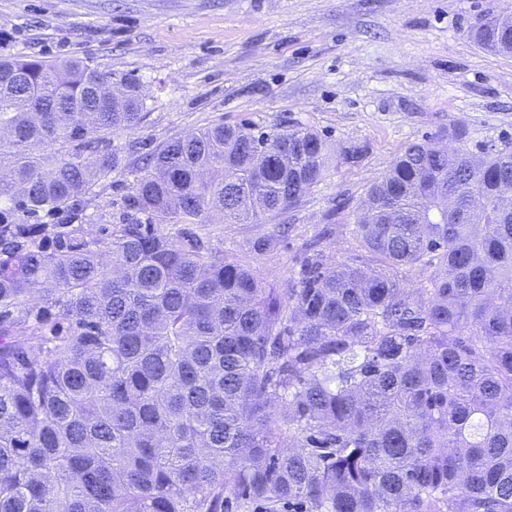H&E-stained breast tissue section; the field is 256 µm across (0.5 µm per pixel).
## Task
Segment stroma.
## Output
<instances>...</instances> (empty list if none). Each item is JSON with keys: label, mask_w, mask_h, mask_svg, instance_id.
I'll use <instances>...</instances> for the list:
<instances>
[{"label": "stroma", "mask_w": 512, "mask_h": 512, "mask_svg": "<svg viewBox=\"0 0 512 512\" xmlns=\"http://www.w3.org/2000/svg\"><path fill=\"white\" fill-rule=\"evenodd\" d=\"M494 5L512 10V0H0V56L80 58L140 83L146 119L107 138L121 169L72 217L92 237L130 218V168L171 137L221 122L318 132L328 167L287 214L168 227L284 288L309 247L333 264L361 253L352 229L366 193L409 144L447 141L454 128L471 150L512 142V55L471 34ZM283 222L287 236L258 250Z\"/></svg>", "instance_id": "stroma-1"}]
</instances>
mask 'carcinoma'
<instances>
[{
	"label": "carcinoma",
	"instance_id": "carcinoma-1",
	"mask_svg": "<svg viewBox=\"0 0 512 512\" xmlns=\"http://www.w3.org/2000/svg\"><path fill=\"white\" fill-rule=\"evenodd\" d=\"M476 42L512 53L493 21ZM87 62L0 58V512H512V146L396 154L353 232L280 289L169 224L261 223L322 179L307 128L213 124L135 171L150 224H55L120 166ZM79 143L60 156L41 145ZM418 269L413 293L404 273Z\"/></svg>",
	"mask_w": 512,
	"mask_h": 512
}]
</instances>
